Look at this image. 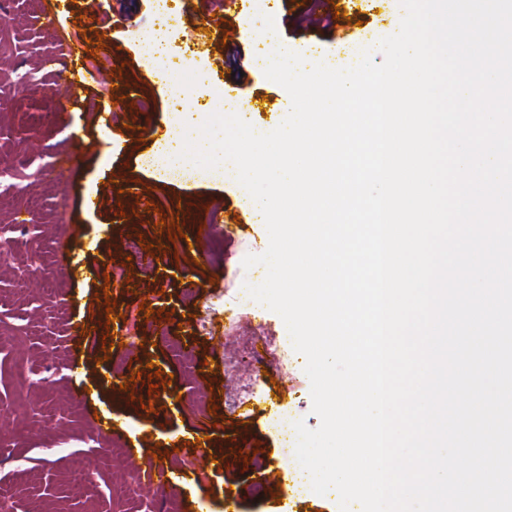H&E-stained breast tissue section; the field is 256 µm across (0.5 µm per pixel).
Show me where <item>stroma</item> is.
<instances>
[{
	"instance_id": "stroma-1",
	"label": "stroma",
	"mask_w": 512,
	"mask_h": 512,
	"mask_svg": "<svg viewBox=\"0 0 512 512\" xmlns=\"http://www.w3.org/2000/svg\"><path fill=\"white\" fill-rule=\"evenodd\" d=\"M152 2L106 0L95 11L88 0H0V15L10 17L0 22V55L13 70L42 80L35 88L12 86V104L0 109V163L21 158L44 172L43 183L19 192L0 186V240L16 246L15 263L24 267L33 236L54 241L45 259L50 282L30 276L21 292L11 273L0 274V326L11 333L0 344V412L8 414L0 424V491L11 496L10 512H113L114 477L154 458L179 480L167 493L144 486L146 512H158L166 495L177 512H339L336 495H317L290 473L293 456L272 425L284 410L309 428L320 424L301 354L290 346L282 354L287 388L276 385L272 371L261 377L255 398L229 404L239 373L228 357L242 354L253 329L287 333L279 315L264 307L249 312L236 299L241 280L265 272L260 265L244 269V257L263 253L269 243L250 195L237 181L215 180L202 168L193 179L175 181L141 159L165 144L170 113L203 121L233 86L242 119L262 132L275 129L291 100L255 62L264 32H276L289 49L304 47L340 65L346 46L368 48L382 38L400 10L398 0H315L318 10L336 14L327 29L309 25L307 0H176L181 14L174 43L204 75L184 105L172 103L166 84L142 61L140 35L154 22ZM211 18L223 22L226 40L203 32L188 37L190 24ZM86 42L106 66L105 82L94 81L86 61H69L70 48ZM74 74L88 86L77 108L58 92ZM132 90L148 102L154 132L146 131L141 110L128 106ZM102 112L111 113V126L101 125ZM17 128L26 130V144L2 139V132ZM213 208L223 210L232 229L210 251L187 252L181 239L170 240L177 228L183 236L196 233ZM118 272L123 287L106 289V275ZM192 288L199 301L189 307L181 296ZM143 304L154 309L153 321L132 324ZM77 320L84 324L80 336L71 331ZM195 321L208 322L210 332L193 334ZM164 330L186 337L203 364L197 375L169 356ZM132 331L135 346L113 345L114 336ZM116 360L131 379L132 397L122 402L111 385ZM149 366L162 373L153 385L141 376ZM198 388L208 399L202 413L180 399ZM113 420L138 425L125 431L118 455L111 439L97 435L101 422ZM201 430L211 442L204 455L191 447ZM171 433L183 449L162 444ZM246 448L256 456L244 457ZM259 461L264 471H277L279 481L257 494L253 485L264 473L255 467Z\"/></svg>"
}]
</instances>
